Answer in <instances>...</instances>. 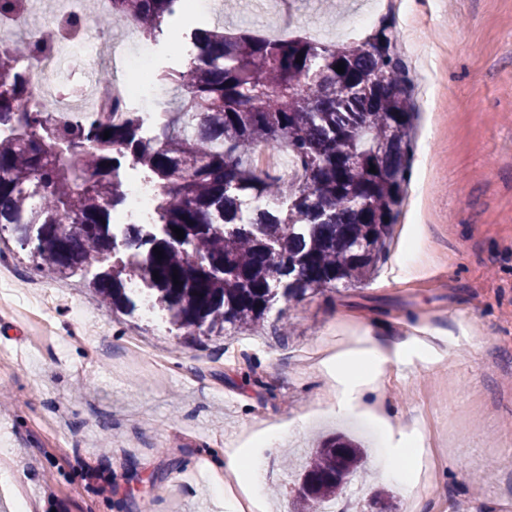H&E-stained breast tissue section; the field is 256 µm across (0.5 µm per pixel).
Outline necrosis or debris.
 <instances>
[{
    "instance_id": "obj_1",
    "label": "necrosis or debris",
    "mask_w": 512,
    "mask_h": 512,
    "mask_svg": "<svg viewBox=\"0 0 512 512\" xmlns=\"http://www.w3.org/2000/svg\"><path fill=\"white\" fill-rule=\"evenodd\" d=\"M98 4L92 12L86 0H24L7 16L15 33L31 40L46 25L60 31L51 49L29 63L35 79L25 108L48 103L55 116L68 118L90 97L98 116L121 119L136 92L131 75L147 70L149 50H123L114 37L112 0Z\"/></svg>"
}]
</instances>
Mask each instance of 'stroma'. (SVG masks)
Masks as SVG:
<instances>
[{
    "mask_svg": "<svg viewBox=\"0 0 512 512\" xmlns=\"http://www.w3.org/2000/svg\"><path fill=\"white\" fill-rule=\"evenodd\" d=\"M349 0H219L205 22L261 34L262 23L320 18L349 40ZM389 17L415 85L421 128L401 214L378 276L279 303L257 332L191 338L166 312L111 311L91 274L0 261V464L30 512H225L213 494L225 449L275 426L263 467L268 512H293L295 475L317 439L367 451V485L392 512H512V0H364ZM187 19L148 44L154 71L197 50ZM369 335L391 347L377 401L330 402L328 359L305 349ZM138 340L160 356L140 367ZM111 481V496L98 494Z\"/></svg>",
    "mask_w": 512,
    "mask_h": 512,
    "instance_id": "stroma-1",
    "label": "stroma"
}]
</instances>
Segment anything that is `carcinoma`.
Wrapping results in <instances>:
<instances>
[{"instance_id":"cac0c4a2","label":"carcinoma","mask_w":512,"mask_h":512,"mask_svg":"<svg viewBox=\"0 0 512 512\" xmlns=\"http://www.w3.org/2000/svg\"><path fill=\"white\" fill-rule=\"evenodd\" d=\"M185 2L112 0V15L150 37ZM190 37L196 56L158 74L181 91V105L150 138L137 112L110 123L59 121L48 104L19 111L31 82L22 64L49 46L0 44V231L31 248L44 272L112 258L93 282L104 303L135 307L131 286L143 282L190 334L256 329L281 300L370 280L406 197L414 137V85L393 24L346 45L206 26ZM260 148L288 152L298 180L259 168ZM128 156L156 178L158 222L155 231L126 225L124 260L113 256L112 215L126 202L119 170ZM363 464L349 440L313 449L300 465L297 512L339 499Z\"/></svg>"}]
</instances>
